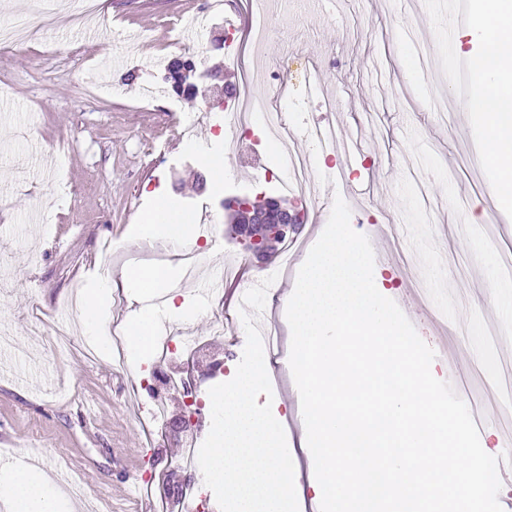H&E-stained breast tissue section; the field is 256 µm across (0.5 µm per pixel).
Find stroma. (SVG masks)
<instances>
[{"label": "stroma", "instance_id": "1", "mask_svg": "<svg viewBox=\"0 0 512 512\" xmlns=\"http://www.w3.org/2000/svg\"><path fill=\"white\" fill-rule=\"evenodd\" d=\"M96 23L73 24L51 14L33 21L26 42L0 49V329L15 339L0 349V457L17 463L43 451L65 463L83 486L81 512H145L132 491L136 478L167 481L180 473L179 452L200 443L211 408L188 413L171 386L143 388L149 374L192 377L200 393L237 367L246 343L240 296L264 273L247 245L232 239L223 200L271 197L260 174L276 168V149L246 145L240 167L213 178L205 162L221 159L222 108L204 95L187 99L165 82L175 58L193 55L199 68L223 66L224 83L262 82L293 59L300 79L282 99L283 118L299 129L323 121L333 97L345 129L362 131L366 151L354 165L305 139L296 148L347 184L367 190L351 205V225H404L388 237L375 266L418 335L435 352L440 380L492 406L487 428L495 444L512 436V321L502 312L499 261L512 252V219L502 211L480 165L464 101L444 77L424 0H340L338 12L314 0H284L275 35L254 45L249 0L213 14L208 0H106ZM318 74L327 95H309L306 74ZM448 97L450 116L433 109ZM337 187L319 184L311 203L283 198L304 220L297 236L317 240L318 210H331ZM168 200L194 226L190 250L201 257L199 277L179 280V302L195 319H173L207 342L195 356L129 355L125 371L111 357L88 359L77 312L63 297L94 287L102 269L120 272L133 260L176 258L163 242L130 248L137 226L159 200ZM480 223H471V216ZM238 277L223 278L226 260ZM209 281V299L197 293ZM72 327L73 346L55 353L30 330L36 317ZM502 361L485 372L487 338ZM188 417L186 432L160 429L146 440L150 410Z\"/></svg>", "mask_w": 512, "mask_h": 512}]
</instances>
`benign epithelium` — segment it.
I'll return each mask as SVG.
<instances>
[{
  "label": "benign epithelium",
  "instance_id": "7a95c632",
  "mask_svg": "<svg viewBox=\"0 0 512 512\" xmlns=\"http://www.w3.org/2000/svg\"><path fill=\"white\" fill-rule=\"evenodd\" d=\"M179 72L180 85H195L197 66L189 59H176L167 70L164 80ZM231 231L249 244L256 253L265 257L277 249L285 237L298 228L297 216L283 200L258 198L237 199L225 205Z\"/></svg>",
  "mask_w": 512,
  "mask_h": 512
}]
</instances>
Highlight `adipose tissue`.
Listing matches in <instances>:
<instances>
[{
    "label": "adipose tissue",
    "mask_w": 512,
    "mask_h": 512,
    "mask_svg": "<svg viewBox=\"0 0 512 512\" xmlns=\"http://www.w3.org/2000/svg\"><path fill=\"white\" fill-rule=\"evenodd\" d=\"M192 234L189 219L165 201L139 226V235L143 238L183 241ZM177 276V269L170 263L141 261L126 266L119 277H105L97 287L85 290L82 322L87 335L94 339L99 337L113 292L133 287L138 289L143 305L125 325L124 341L127 349L149 351L161 318L191 315L190 309L177 301ZM0 497L8 503L10 512H63L47 476L35 467L0 470Z\"/></svg>",
    "instance_id": "adipose-tissue-1"
}]
</instances>
